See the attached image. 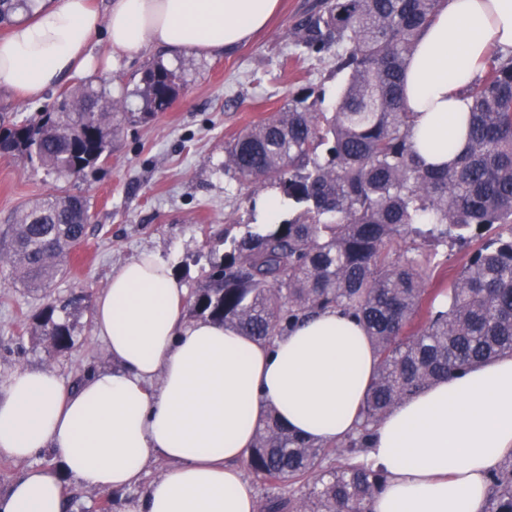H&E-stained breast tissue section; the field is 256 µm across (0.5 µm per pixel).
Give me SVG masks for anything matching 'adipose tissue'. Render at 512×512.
<instances>
[{"mask_svg": "<svg viewBox=\"0 0 512 512\" xmlns=\"http://www.w3.org/2000/svg\"><path fill=\"white\" fill-rule=\"evenodd\" d=\"M280 0H55L0 37V89L42 97L91 66L105 31L131 60L160 47L210 56L265 29ZM495 54L512 56V0H445L403 75L412 136L428 164L467 146L469 85ZM186 290L153 251L114 268L93 333L116 366L66 388L23 370L0 394V457L50 450L57 466L26 470L0 512H64L66 478L88 487L137 485L149 458L168 468L137 512H257L241 469L257 428L275 412L320 444L357 427L378 357L358 321L328 309L269 341L205 319L187 320ZM512 454V357L474 365L402 400L373 432L362 463L387 476L367 512H483L487 475Z\"/></svg>", "mask_w": 512, "mask_h": 512, "instance_id": "adipose-tissue-1", "label": "adipose tissue"}]
</instances>
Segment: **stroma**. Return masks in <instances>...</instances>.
I'll list each match as a JSON object with an SVG mask.
<instances>
[{
    "label": "stroma",
    "mask_w": 512,
    "mask_h": 512,
    "mask_svg": "<svg viewBox=\"0 0 512 512\" xmlns=\"http://www.w3.org/2000/svg\"><path fill=\"white\" fill-rule=\"evenodd\" d=\"M320 5L321 0H282L269 28L250 42L209 58L186 59L170 108L145 122H125L109 160L87 179L59 180L24 159L0 157V227L11 223L21 207L60 189L90 202L88 237L73 254L68 273L52 285L54 297L69 305L75 340L70 352L55 353L47 342L31 337L42 296L17 282L9 265L0 264V393L20 369L54 371L71 387L89 371L112 368L103 344L93 337V311L113 267L152 250L170 260L191 291L209 270L207 236L238 237L259 223L255 201L265 189L243 188L225 170L224 144L304 89L319 97L324 111H332L343 82L334 70V52L317 56L298 45L299 20ZM91 47L95 68L67 76L40 101L0 92V113L12 112L21 120L55 111L62 92L87 83L105 87L123 111L142 112L143 73L154 63H166L165 52L153 49L108 68L105 36H95ZM167 466L164 459H150L145 483L122 490L69 482L67 510L97 512L108 498L112 512H131L147 481Z\"/></svg>",
    "instance_id": "stroma-1"
}]
</instances>
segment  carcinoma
I'll list each match as a JSON object with an SVG mask.
<instances>
[{"instance_id":"1","label":"carcinoma","mask_w":512,"mask_h":512,"mask_svg":"<svg viewBox=\"0 0 512 512\" xmlns=\"http://www.w3.org/2000/svg\"><path fill=\"white\" fill-rule=\"evenodd\" d=\"M38 0H0V26ZM443 0H323L299 23L298 46L336 49L345 77L333 112L309 96L242 131L224 147V168L267 184L288 217L257 224L213 257L186 300L187 312L269 341L329 308L356 318L378 355L356 430L340 446L315 443L271 414L247 465L261 482L288 489L258 512H363L386 476L359 462L374 428L404 398L434 381L512 354V57L490 59L468 90L466 151L426 166L403 103V71ZM145 111H119L90 86L68 92L56 112L17 121L0 115V155L21 157L58 178L105 162L121 120H147L175 99L180 75L156 63L143 77ZM88 199L62 190L20 210L0 233V257L46 303L33 334L71 350L51 285L87 237ZM506 234L482 244L448 287H426L431 251L466 242L484 227ZM411 241L403 252L394 244ZM483 512H512V456L488 478Z\"/></svg>"}]
</instances>
